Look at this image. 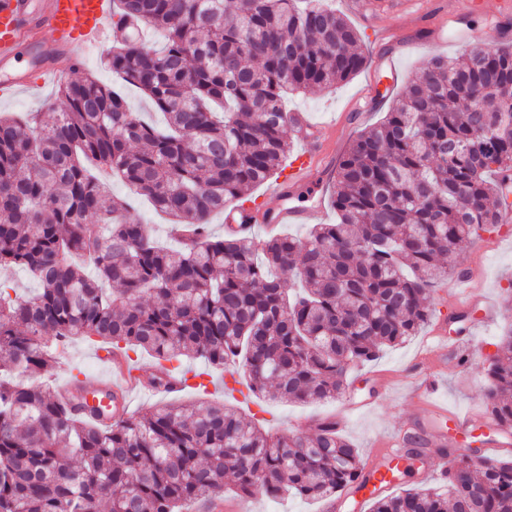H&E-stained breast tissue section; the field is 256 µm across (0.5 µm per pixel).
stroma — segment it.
Instances as JSON below:
<instances>
[{
	"label": "stroma",
	"instance_id": "35a3bbf8",
	"mask_svg": "<svg viewBox=\"0 0 512 512\" xmlns=\"http://www.w3.org/2000/svg\"><path fill=\"white\" fill-rule=\"evenodd\" d=\"M382 22L395 40L386 53L371 57L363 70L336 87L314 94L291 95L286 99L287 110L305 113L312 123L336 122L334 139L341 155L359 131L377 123L403 95L407 85L418 77L430 54L451 58L462 55L461 49L451 42L431 51L410 43L408 37L417 30L419 17L406 2L384 13ZM56 88L55 82L44 77L21 90L0 87V111L45 112ZM112 194L128 202V216L132 222L148 225L159 242L171 244L168 224L154 213L144 198L134 195L118 181L112 184ZM457 261L471 274L476 294L491 301L494 316L485 322L477 308L469 309V320L474 323L483 347L472 349L466 334H449L447 369L438 367L433 332L437 323L447 321L454 313L448 303L457 290L452 281L437 288L433 313L417 336L386 349L376 360L351 373V386L345 398L298 405L255 394L250 403L245 404L222 391L204 394L188 389L175 397L157 394L135 401L132 411L137 414L171 402L189 404L209 399L257 415L265 430L273 435L303 431L312 419L333 416L339 421L343 436L366 455L371 454L382 440L403 447L406 435L416 433L418 419L424 414L420 399L433 401L462 416L483 414L488 358L495 354L502 333L512 327V306L503 302L507 288L512 286V223L480 233L462 244ZM65 351V363L44 376V383L63 386L73 368L79 369L83 378L89 380L103 374L95 349L88 341L71 339ZM417 380L425 385L419 399L411 393V386ZM349 398L362 401V408L346 411L344 404ZM227 497L236 501L244 512H323L321 503L293 495L269 500L260 496L239 497L231 491Z\"/></svg>",
	"mask_w": 512,
	"mask_h": 512
}]
</instances>
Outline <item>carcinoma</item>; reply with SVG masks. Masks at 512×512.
<instances>
[{
	"instance_id": "cac0c4a2",
	"label": "carcinoma",
	"mask_w": 512,
	"mask_h": 512,
	"mask_svg": "<svg viewBox=\"0 0 512 512\" xmlns=\"http://www.w3.org/2000/svg\"><path fill=\"white\" fill-rule=\"evenodd\" d=\"M125 31L106 64L166 115L163 128L91 76L60 84L49 120L0 115V512H182L237 493L330 503L363 471L334 418L272 436L222 404L156 406L110 425L77 395L23 379L81 336L165 364H239L272 398L333 400L351 369L415 336L457 247L512 209V48L433 57L360 131L330 191L334 224L305 236L213 235L284 168L290 92L345 82L367 63L326 0H113ZM164 33L157 48L140 31ZM184 232L175 248L127 219L97 171ZM92 263L95 272H85ZM39 292L12 298L7 275ZM486 412L512 427V329L486 369ZM371 512H512V459L457 450L441 486L371 500Z\"/></svg>"
}]
</instances>
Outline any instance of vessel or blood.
<instances>
[{
    "instance_id": "vessel-or-blood-1",
    "label": "vessel or blood",
    "mask_w": 512,
    "mask_h": 512,
    "mask_svg": "<svg viewBox=\"0 0 512 512\" xmlns=\"http://www.w3.org/2000/svg\"><path fill=\"white\" fill-rule=\"evenodd\" d=\"M499 17L494 28L476 29L465 22H458L456 35L463 41H490L512 35V0H497L495 6ZM112 24V0H0V67L11 68L21 46L37 47L38 36L48 32L53 53L43 54L39 64L27 70L15 71L8 82L16 88L28 86L37 75H58V58H65L69 65L79 66L87 51L94 46ZM326 125L314 127L311 137L302 141L293 152L287 167L272 185L270 194L277 199L275 207L268 208L262 202L245 203L243 211H230L224 217L228 224H245L253 230L257 226L271 229L280 224H314L321 217L316 208L292 205L297 188L310 183L312 175L326 167L332 157L334 146ZM112 371V390L120 400L130 402L138 393L137 382L127 371V364L119 354L103 357ZM427 428L423 434L432 452L422 461V474H429L436 464H448L451 459L445 448L450 433H465L482 427L499 433L503 441L512 440V428L499 425L486 416L463 417L441 407L426 411ZM408 461L400 449L379 448L369 456L364 473L349 491L348 497L353 512L362 505L387 493L401 483V475Z\"/></svg>"
}]
</instances>
